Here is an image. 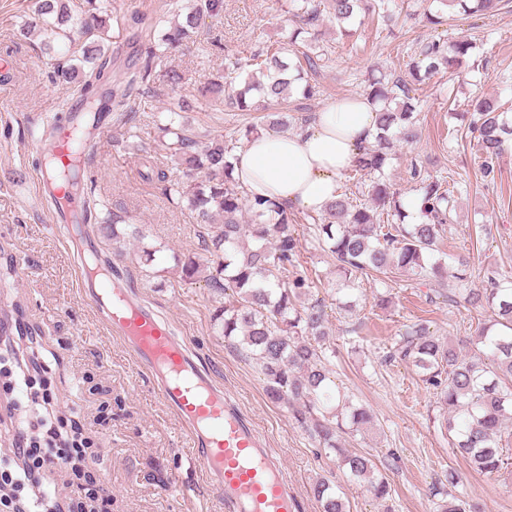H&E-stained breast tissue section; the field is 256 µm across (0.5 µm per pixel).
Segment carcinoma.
Returning a JSON list of instances; mask_svg holds the SVG:
<instances>
[{
	"mask_svg": "<svg viewBox=\"0 0 512 512\" xmlns=\"http://www.w3.org/2000/svg\"><path fill=\"white\" fill-rule=\"evenodd\" d=\"M486 18L497 14L502 0H441ZM224 0H193L185 22L163 34L164 48L176 49L190 40L198 22L216 16ZM396 0H292L289 14L292 30L283 42L267 45L236 68L254 67L267 82H244L237 87L233 72L211 84L224 107L234 112H258L282 105L291 94L292 83H303L302 98L321 93L315 76L326 66L329 54L320 45L325 19L348 23L362 15L365 20L390 19ZM40 19L50 16L72 43H83L79 62L87 67L81 92H90L92 80L100 79L105 64L107 27L99 24L74 28L63 0H36ZM471 43L466 40L431 39L418 42L408 55L405 73L374 78L365 96L376 105L374 143L364 148L354 175L369 179L368 198L358 201L345 194L331 201L317 216H308V235L336 261V295L350 306L357 274L407 275L448 302H457L461 289L446 281L442 258L436 256L438 241L455 210L457 182L434 175L411 163L415 197L425 221L407 224L406 199L385 178L393 139L414 143L417 139L416 85L423 77L441 69L459 70L479 66L469 60ZM295 62H288V55ZM467 132L480 152L482 176L493 181L504 151L505 138L512 135L502 104L477 97L469 104ZM161 138L171 136L167 149L183 166L187 180L169 185L171 193L196 213L197 221L214 228L212 245L221 253L208 281L228 293L216 314L224 338H241V344L256 361L264 376L266 394L274 402L286 401L295 418L317 439L320 447L338 455L340 466L353 481L368 480L378 500L390 497L386 476L362 453L342 449L343 435L373 425V415L344 394L333 393L326 346V312L321 301H308L316 288L313 277L299 262L301 241L293 212L268 198L250 200L232 177V160L238 130L225 139L198 147L190 130L174 124V118L159 126ZM252 223H241L243 210ZM390 221H384V218ZM102 237L117 245L129 233L118 224L98 222ZM465 302L474 309L487 308L493 317L469 338L468 353L452 340L430 333L421 323L408 326L389 351L391 361L409 363L423 381L436 391L447 418L445 429L451 444L476 472L501 477L509 473V457L503 448L505 421L512 419V272L488 270L479 288L467 290ZM321 512H348L343 492L319 479L312 488ZM440 512H477L463 496L441 501Z\"/></svg>",
	"mask_w": 512,
	"mask_h": 512,
	"instance_id": "cac0c4a2",
	"label": "carcinoma"
}]
</instances>
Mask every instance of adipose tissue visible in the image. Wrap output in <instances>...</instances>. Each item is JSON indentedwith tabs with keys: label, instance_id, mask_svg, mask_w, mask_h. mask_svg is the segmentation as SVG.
<instances>
[{
	"label": "adipose tissue",
	"instance_id": "adipose-tissue-1",
	"mask_svg": "<svg viewBox=\"0 0 512 512\" xmlns=\"http://www.w3.org/2000/svg\"><path fill=\"white\" fill-rule=\"evenodd\" d=\"M374 107L365 97L336 100L290 134L261 133L236 153L233 176L248 198L320 212L340 178L373 141Z\"/></svg>",
	"mask_w": 512,
	"mask_h": 512
}]
</instances>
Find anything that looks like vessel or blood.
<instances>
[{"instance_id": "1", "label": "vessel or blood", "mask_w": 512, "mask_h": 512, "mask_svg": "<svg viewBox=\"0 0 512 512\" xmlns=\"http://www.w3.org/2000/svg\"><path fill=\"white\" fill-rule=\"evenodd\" d=\"M81 122L72 103L55 123L47 147L57 168L77 159L74 137ZM81 292L102 311L109 332L124 340L184 425L196 461L224 499L225 512H298L281 461L231 396L197 365L185 340L152 308L133 300L119 281L92 276Z\"/></svg>"}]
</instances>
